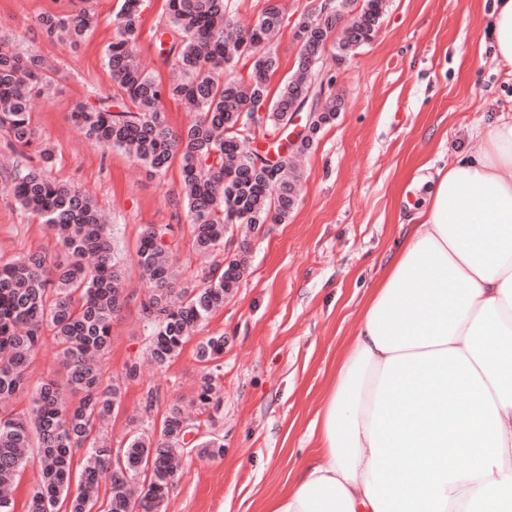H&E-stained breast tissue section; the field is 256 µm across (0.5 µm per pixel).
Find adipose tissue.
<instances>
[{
  "instance_id": "1",
  "label": "adipose tissue",
  "mask_w": 512,
  "mask_h": 512,
  "mask_svg": "<svg viewBox=\"0 0 512 512\" xmlns=\"http://www.w3.org/2000/svg\"><path fill=\"white\" fill-rule=\"evenodd\" d=\"M512 68V0L488 17ZM431 190L363 305L312 423L319 453L266 512H512V115Z\"/></svg>"
}]
</instances>
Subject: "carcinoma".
Wrapping results in <instances>:
<instances>
[{
	"label": "carcinoma",
	"mask_w": 512,
	"mask_h": 512,
	"mask_svg": "<svg viewBox=\"0 0 512 512\" xmlns=\"http://www.w3.org/2000/svg\"><path fill=\"white\" fill-rule=\"evenodd\" d=\"M141 0H123L119 33L106 51V63L119 94L80 105L71 119L88 140L103 148L124 149L155 173L179 159L188 219L197 249L224 247L229 224H278L288 218L298 200L297 179L288 177L291 157L272 161L241 143L261 134L286 129L302 94L316 81L308 70L318 54L336 63L344 50L370 41L381 23L385 0H363L348 18L344 37L332 49L322 45L341 18L321 22L320 14L305 16L294 37L300 45L296 72L277 91L270 78L279 62L267 45L282 24L280 10L269 6L253 24L243 26L231 16L229 0H167L168 17L158 35L171 36L161 50V62L177 76L156 80L136 59ZM49 38L83 40L94 23L85 9L39 18ZM253 58L245 76L233 72L240 57ZM44 81L39 58L24 57L0 43V131L26 148L33 142L32 95ZM183 102L191 119L171 128L161 104ZM265 109L258 129L242 135L243 112ZM336 99L309 116V127L296 151L303 152L313 136L336 118ZM0 189L10 193L23 210L40 217L53 231L61 251L37 254L0 264V403L18 394L30 395L31 411L0 408V489L10 490L25 467L30 448L37 447L39 478L26 501L25 512H163L175 487L177 466L187 450L200 458L224 455L218 438H187L195 425L182 408L171 405L157 434L144 422L134 426L125 447L114 448L97 430L118 404L121 383L105 377L98 360L110 345L112 323L123 305V276L111 246L107 225L93 198L85 192L47 179L35 168H15ZM170 225L148 226L136 251L137 264L149 288L142 300L144 328L151 358L167 366L182 350L192 328L224 305L247 267L249 244L224 260L201 288H182L168 263ZM49 330L56 357L66 370V385L52 378L35 386L27 369ZM224 353V336H210L196 350L200 362ZM80 395L65 401L63 387ZM222 399L209 375L201 378L196 403L220 410ZM77 486L71 485L73 472Z\"/></svg>",
	"instance_id": "cac0c4a2"
}]
</instances>
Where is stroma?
Segmentation results:
<instances>
[{
	"label": "stroma",
	"mask_w": 512,
	"mask_h": 512,
	"mask_svg": "<svg viewBox=\"0 0 512 512\" xmlns=\"http://www.w3.org/2000/svg\"><path fill=\"white\" fill-rule=\"evenodd\" d=\"M283 24L272 42L279 69L272 85L295 70L296 23L323 0H280ZM494 0H387L375 37L332 70L331 95L341 105L312 146L295 157L300 175L295 208L282 224L251 233L243 225L224 246L196 250L181 194V171L171 163L150 173L121 150H104L81 136L70 118L78 105L117 91L106 50L118 32L122 0H0V42L47 65L50 89L32 114L35 143L14 154L0 133V158L44 168L48 178L90 193L110 222L112 247L125 279L126 303L112 325L103 361L107 377L127 364L120 405L103 424L113 446L129 439L132 414L148 412L160 430L167 407L195 398L202 373H211L222 398L214 414L193 412L200 434L224 439L222 457L185 454L165 512H264L317 451L311 424L333 379V368L356 328L401 226L426 195L413 178L420 165H443L475 150L469 135L480 119L512 113V73L492 59L487 26ZM84 7L96 18L78 47L47 39L46 14ZM166 20L165 0H144L135 53L157 80L173 76L160 65L155 33ZM55 162L44 166L40 152ZM167 224L171 261L182 286H202L225 256L248 241V269L223 308L198 326L181 353L157 369L146 352L141 302L146 284L136 249L148 225ZM47 226L0 191V263L56 252ZM223 335L224 353L202 363L198 343ZM156 393L145 410L147 393Z\"/></svg>",
	"instance_id": "1"
}]
</instances>
